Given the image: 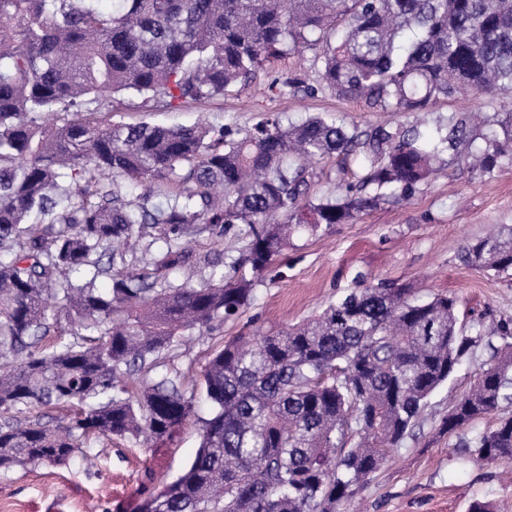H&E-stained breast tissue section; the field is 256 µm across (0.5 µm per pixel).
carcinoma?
Returning a JSON list of instances; mask_svg holds the SVG:
<instances>
[{"label":"carcinoma","mask_w":512,"mask_h":512,"mask_svg":"<svg viewBox=\"0 0 512 512\" xmlns=\"http://www.w3.org/2000/svg\"><path fill=\"white\" fill-rule=\"evenodd\" d=\"M304 50L320 64L316 83L275 76L269 88L381 112L511 93L512 0H119L112 11L0 0V412L11 414L0 470L63 464L92 438L155 448L194 418V459L144 512H336L480 348L490 362L441 429L502 411L460 444L512 464V317L469 328L447 295L369 285L295 325L238 334L199 372L206 418L169 366L186 337L248 308L295 234L412 194L451 153L479 176L512 164L511 100L503 120L454 112L406 130L279 114L247 130L112 121L115 93L157 110L204 104ZM356 151V184L309 196L312 161ZM233 224L245 227L243 258L229 270L215 265L197 284L160 275L186 262L191 236L221 240ZM133 242L153 253V271L113 270ZM463 260L512 276V225L469 243ZM73 270L85 281L68 280ZM60 311L77 331L49 347ZM35 407L68 412L17 418Z\"/></svg>","instance_id":"obj_1"}]
</instances>
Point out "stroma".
<instances>
[{
	"label": "stroma",
	"mask_w": 512,
	"mask_h": 512,
	"mask_svg": "<svg viewBox=\"0 0 512 512\" xmlns=\"http://www.w3.org/2000/svg\"><path fill=\"white\" fill-rule=\"evenodd\" d=\"M313 60V52L305 51L267 62L248 88L230 89L202 108L151 112L141 99L126 97L112 119L190 126L204 116L212 123L247 129L279 112L296 123L328 113L364 129L414 125L413 114L374 112L360 99L270 89L272 74L314 81ZM312 171V193L329 195L356 181L360 168L355 162L343 168L330 158L314 163ZM496 224H512V165L481 178L465 164H442L412 195L380 202L354 223L335 225L318 236L296 234L257 283L245 312L214 332L194 334L174 364L187 383H195L210 353L239 331H270L300 321L368 284L407 283L423 295L453 296L470 321L512 316V276L474 270L462 258L465 246ZM240 236V226L234 225L225 229L220 242L204 234L192 237L189 265L171 271V278L200 281L209 272V261L227 263L237 256ZM480 368L477 360L459 368L432 396L415 437L392 452L338 512H467L476 499L512 512V468L455 452L459 439L495 427L497 414L479 417L456 435L440 430L450 398L466 391ZM198 445L197 427L190 422L172 441L148 452L134 441L117 440L109 446L91 444L88 464L77 455L57 466L2 470L0 512H143L147 500L194 458Z\"/></svg>",
	"instance_id": "1"
}]
</instances>
